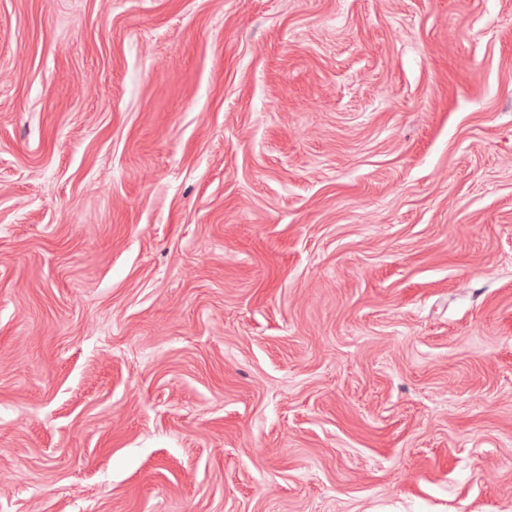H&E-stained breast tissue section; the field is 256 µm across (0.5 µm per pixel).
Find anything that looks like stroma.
<instances>
[{
    "label": "stroma",
    "mask_w": 512,
    "mask_h": 512,
    "mask_svg": "<svg viewBox=\"0 0 512 512\" xmlns=\"http://www.w3.org/2000/svg\"><path fill=\"white\" fill-rule=\"evenodd\" d=\"M0 512H512V0H0Z\"/></svg>",
    "instance_id": "35a3bbf8"
}]
</instances>
